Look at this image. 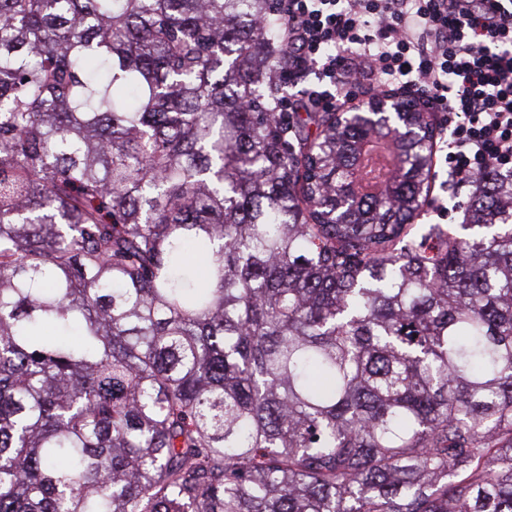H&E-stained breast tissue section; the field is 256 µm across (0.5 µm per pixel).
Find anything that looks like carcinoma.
Listing matches in <instances>:
<instances>
[{"label":"carcinoma","mask_w":512,"mask_h":512,"mask_svg":"<svg viewBox=\"0 0 512 512\" xmlns=\"http://www.w3.org/2000/svg\"><path fill=\"white\" fill-rule=\"evenodd\" d=\"M281 2L0 0V512H512V175L418 232Z\"/></svg>","instance_id":"cac0c4a2"}]
</instances>
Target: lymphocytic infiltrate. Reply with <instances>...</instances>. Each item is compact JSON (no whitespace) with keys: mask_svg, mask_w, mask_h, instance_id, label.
<instances>
[{"mask_svg":"<svg viewBox=\"0 0 512 512\" xmlns=\"http://www.w3.org/2000/svg\"><path fill=\"white\" fill-rule=\"evenodd\" d=\"M280 109L331 111L406 92L443 115L448 174L512 170V0H283ZM312 86L302 87L307 76Z\"/></svg>","mask_w":512,"mask_h":512,"instance_id":"1","label":"lymphocytic infiltrate"}]
</instances>
